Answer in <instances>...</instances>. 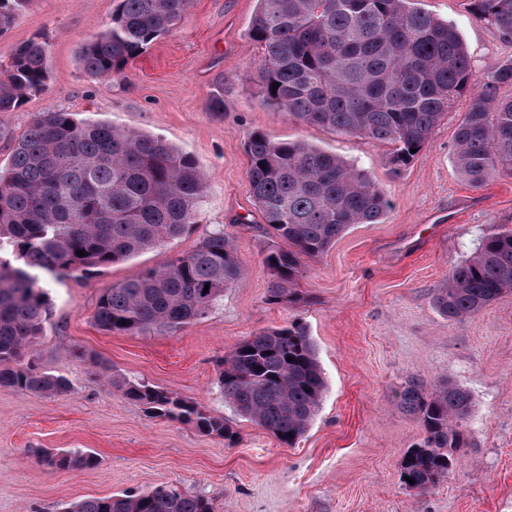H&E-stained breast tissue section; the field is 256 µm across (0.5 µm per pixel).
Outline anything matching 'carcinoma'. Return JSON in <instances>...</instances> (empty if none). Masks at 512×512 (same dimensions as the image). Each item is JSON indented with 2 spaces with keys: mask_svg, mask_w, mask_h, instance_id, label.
<instances>
[{
  "mask_svg": "<svg viewBox=\"0 0 512 512\" xmlns=\"http://www.w3.org/2000/svg\"><path fill=\"white\" fill-rule=\"evenodd\" d=\"M30 0H0V33ZM249 40L264 52L259 71L266 104L299 122L394 145L391 162L406 165L457 97L469 94L456 131L455 163L478 186L512 172V60L474 79L467 49L450 24L418 0H256ZM474 15L512 38V0H471ZM189 0H119L112 24L84 43L78 58L96 78L122 72L170 33ZM50 46L31 39L11 54L0 78V112H13L48 85ZM277 89H272L274 84ZM7 174H0V388L61 396L69 381L46 373L31 355L50 317L40 276L85 278L124 262L196 223L205 192L195 160L159 138L70 112H43L11 137ZM248 178L269 238L272 272L267 302L302 300L296 285L302 259L323 254L354 224H377L390 210L386 194L364 172L305 141L248 136ZM83 250L87 255L80 257ZM243 271L222 229L161 268L102 289L94 321L103 331L174 334L205 318ZM512 289V231L486 238L436 289L435 308L456 319L481 312ZM106 383L142 406L150 418L193 424L234 445L237 431L222 415L163 387L133 381L92 353L78 352ZM293 361H288V358ZM218 383L236 413L293 446L314 420L326 384L307 328L292 322L239 343L220 361ZM397 405L416 416L423 439L407 450L401 477L425 492L448 476L468 447L470 393L446 382L428 389L408 382ZM67 470L98 466L92 453L43 457ZM65 512H212L210 500L174 483L140 494L88 498Z\"/></svg>",
  "mask_w": 512,
  "mask_h": 512,
  "instance_id": "carcinoma-1",
  "label": "carcinoma"
}]
</instances>
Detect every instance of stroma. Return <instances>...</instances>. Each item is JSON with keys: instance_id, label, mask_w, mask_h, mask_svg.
I'll return each instance as SVG.
<instances>
[{"instance_id": "35a3bbf8", "label": "stroma", "mask_w": 512, "mask_h": 512, "mask_svg": "<svg viewBox=\"0 0 512 512\" xmlns=\"http://www.w3.org/2000/svg\"><path fill=\"white\" fill-rule=\"evenodd\" d=\"M118 0H31L0 35V71L32 38L50 45L47 88L0 127L23 133L42 112H71L162 138L191 156L206 194L191 234L101 270L88 279H49L51 316L34 362L67 378L62 396L0 388V512H64L82 499L145 492L172 482L210 499L214 512H512V291L474 316L448 319L433 304L453 266L482 240L512 231V173L481 186L454 162L461 97L402 168L391 145L297 122L259 94L263 53L248 31L256 0H192L179 24L124 71L87 75L80 46L106 30ZM461 35L476 79L512 58V40L477 19L470 0H421ZM224 109L212 111L216 88ZM301 139L368 173L391 201L376 224L352 225L322 255L303 261L301 302L266 300L267 240L248 181L251 132ZM233 241L241 281L201 320L175 334L108 333L94 322L101 289L191 251L213 229ZM302 322L316 346L326 391L293 446L235 414L218 383L230 347L260 331ZM132 379L149 382L230 419L238 442L189 424L147 417L113 390L75 348ZM415 381L466 389L471 444L429 491L401 480L404 454L423 438L395 392ZM91 452L96 468L59 470L45 453Z\"/></svg>"}]
</instances>
